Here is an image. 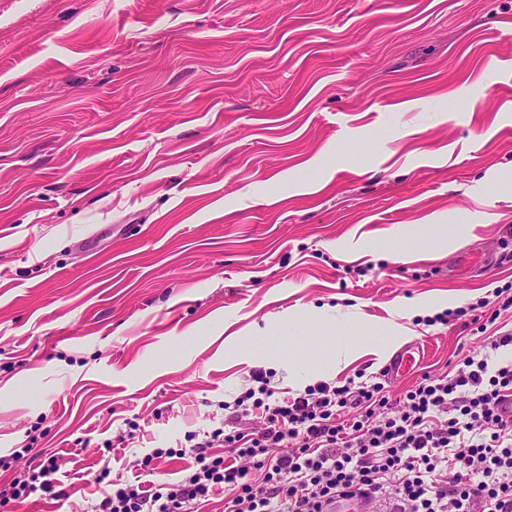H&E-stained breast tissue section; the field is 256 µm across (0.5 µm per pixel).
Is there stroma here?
<instances>
[{
	"mask_svg": "<svg viewBox=\"0 0 512 512\" xmlns=\"http://www.w3.org/2000/svg\"><path fill=\"white\" fill-rule=\"evenodd\" d=\"M510 251L512 0H0V457L64 491L14 512H87L128 433L113 472L179 482L140 460L223 427L256 370L393 401L456 371L487 333L428 318L498 308L512 262L476 257ZM398 312L426 354L395 379ZM336 327L331 329L328 336H332L327 343L331 355L336 359V363L346 362L356 351V342L349 335L348 324L349 314L340 309H336ZM332 313L328 314L331 315Z\"/></svg>",
	"mask_w": 512,
	"mask_h": 512,
	"instance_id": "obj_1",
	"label": "stroma"
}]
</instances>
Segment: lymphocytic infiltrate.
I'll list each match as a JSON object with an SVG mask.
<instances>
[{
	"label": "lymphocytic infiltrate",
	"instance_id": "f902f5d3",
	"mask_svg": "<svg viewBox=\"0 0 512 512\" xmlns=\"http://www.w3.org/2000/svg\"><path fill=\"white\" fill-rule=\"evenodd\" d=\"M244 399L261 410L248 428L231 411L223 428L194 443L188 474L168 488L111 477L95 512H189L223 491L224 512H322L352 489L389 512H512V362L475 354L451 375L423 376L402 407L381 384L320 382L277 397L254 372ZM353 416H346V409ZM52 463H29L27 476L0 491V505L34 493L54 495Z\"/></svg>",
	"mask_w": 512,
	"mask_h": 512
}]
</instances>
